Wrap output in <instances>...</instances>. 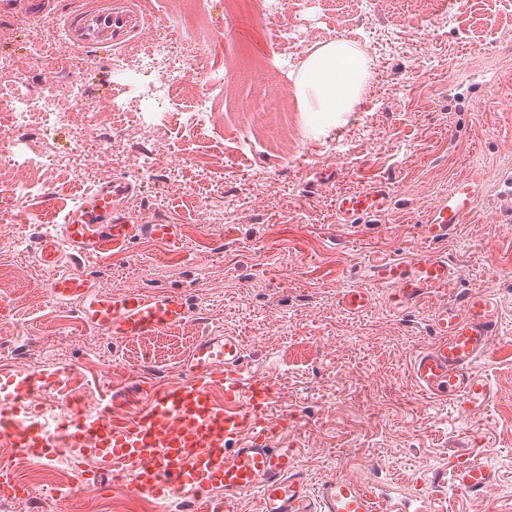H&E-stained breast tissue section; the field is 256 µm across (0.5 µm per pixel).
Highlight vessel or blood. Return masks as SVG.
<instances>
[{
  "label": "vessel or blood",
  "instance_id": "b4317fda",
  "mask_svg": "<svg viewBox=\"0 0 512 512\" xmlns=\"http://www.w3.org/2000/svg\"><path fill=\"white\" fill-rule=\"evenodd\" d=\"M34 25L51 22L80 57L110 65L112 57L152 29L143 0H18ZM484 178L472 169L447 196L435 202L423 226L432 243L448 240L477 209ZM136 189L127 180L101 186L68 210L57 232L37 233L34 260L48 274L51 300L71 304L81 323L115 340L151 336L189 322L194 312L176 291L149 292L140 286L108 294L81 268L86 261L122 255L137 243L151 242L170 251L182 245L179 225L131 211ZM389 192L373 186L342 194L335 201L341 226L386 210ZM355 284L341 293L340 304L359 313L372 305V291L388 288L395 307L421 309L432 317V336L411 360L412 375L425 395L448 403L458 417L483 414L493 397L478 362L502 334L500 307L489 290L457 293L442 305L439 293L454 287L456 271L447 257L420 253L377 258L360 266ZM59 374L19 378L0 373V438L18 452L53 460L50 429L32 416L44 405L47 387ZM141 397L132 416L112 418L107 397L79 402L59 430L92 469L77 483L111 479L113 491L179 505V512H228L239 495L252 493L259 512H396L356 475L344 472L311 487L289 447L285 423L270 424L267 412L276 398L273 377L255 371L244 341L237 336H204L187 354L179 381L157 387L138 385ZM453 486L466 496H491L496 471L478 453L466 449L450 466Z\"/></svg>",
  "mask_w": 512,
  "mask_h": 512
}]
</instances>
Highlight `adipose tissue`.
<instances>
[{
  "mask_svg": "<svg viewBox=\"0 0 512 512\" xmlns=\"http://www.w3.org/2000/svg\"><path fill=\"white\" fill-rule=\"evenodd\" d=\"M369 77L367 60L351 41L325 43L310 53L299 69L295 94L302 111L316 117L312 132H323L326 121L351 111Z\"/></svg>",
  "mask_w": 512,
  "mask_h": 512,
  "instance_id": "ef3b65f1",
  "label": "adipose tissue"
}]
</instances>
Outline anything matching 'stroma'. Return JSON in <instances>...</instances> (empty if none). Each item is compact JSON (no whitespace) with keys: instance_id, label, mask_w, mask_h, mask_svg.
I'll return each instance as SVG.
<instances>
[{"instance_id":"35a3bbf8","label":"stroma","mask_w":512,"mask_h":512,"mask_svg":"<svg viewBox=\"0 0 512 512\" xmlns=\"http://www.w3.org/2000/svg\"><path fill=\"white\" fill-rule=\"evenodd\" d=\"M375 2L339 13L330 0H295L288 14L260 25L246 14L229 21L224 0H192L198 25L174 26L172 38L199 61L172 115L149 130L135 103L111 114V102L125 97L111 70H65L45 83L40 46L60 43L57 30L32 28L18 7L0 12V58L12 63L0 73V112L42 94L69 108L77 88L95 112L96 138L116 143V159L89 179L40 172L26 213L61 223L100 178L127 177L138 186L132 211L180 225L183 248L144 243L87 273L109 293L130 285L181 290L195 310L158 337L112 343L83 326L72 306L50 301L45 277L33 271L29 225L5 224L0 270L14 279L0 288L10 306L0 315V372H74L90 396L152 371L173 383L198 337L236 333L255 366L283 383L280 407L294 417L288 445L300 449L311 486L349 471L408 500L435 499L441 512H512V223L497 216L512 175V0H450L452 21L433 37L425 34L426 0H393L386 17ZM338 32L369 61L367 111L314 135L294 80ZM242 44L260 63L244 77L234 55ZM202 92L215 102L205 125L191 117ZM276 96L294 115L291 131L243 140L237 125L251 124ZM475 163L485 180L479 208L436 251L453 261L459 289L495 294L505 334L479 363L494 388L489 412L460 419L425 399L410 375L413 354L430 337L427 313L396 310L385 288L362 316L343 312L337 299L364 262L426 250L420 226L431 205ZM374 181L389 184L391 207L335 234L336 194ZM466 446L499 473L490 498L432 484Z\"/></svg>"}]
</instances>
